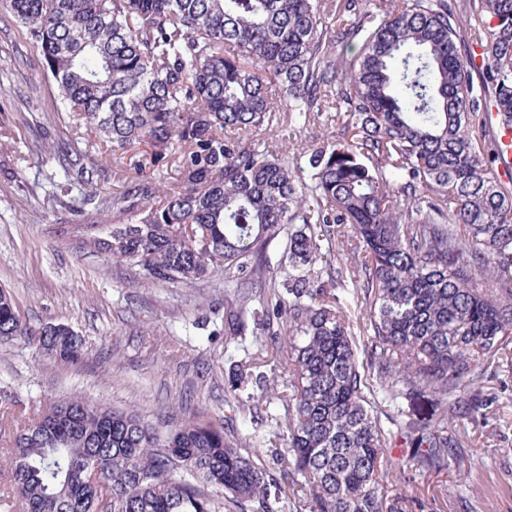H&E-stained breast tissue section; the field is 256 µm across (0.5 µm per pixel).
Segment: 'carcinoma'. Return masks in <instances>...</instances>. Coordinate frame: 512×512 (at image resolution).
Masks as SVG:
<instances>
[{
  "label": "carcinoma",
  "instance_id": "obj_1",
  "mask_svg": "<svg viewBox=\"0 0 512 512\" xmlns=\"http://www.w3.org/2000/svg\"><path fill=\"white\" fill-rule=\"evenodd\" d=\"M44 58L60 103L121 159L156 148L165 183L140 168L108 191L80 161L65 206L94 215L59 235L144 279H224L237 295L224 330L269 337L288 372L275 438L279 473L224 426L192 417L161 430L71 397L15 426L6 449L23 512H384L383 483L448 463V420L486 415L471 386L512 369V191L495 143L469 129L496 113L512 130V0L460 14L450 0H0ZM481 47L474 94L459 33ZM277 85L285 99L271 92ZM336 136L272 151L256 136L319 118ZM307 170L309 181L297 172ZM283 244L277 259L269 248ZM490 268L485 288L478 272ZM351 283L357 316L339 288ZM367 341L358 362L354 336ZM0 338L74 363L84 339L36 335L0 288ZM267 360L236 365L237 386L268 393ZM417 390L441 412L386 429L375 388ZM410 449L395 467L385 449Z\"/></svg>",
  "mask_w": 512,
  "mask_h": 512
}]
</instances>
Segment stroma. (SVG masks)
Returning <instances> with one entry per match:
<instances>
[{"label": "stroma", "mask_w": 512, "mask_h": 512, "mask_svg": "<svg viewBox=\"0 0 512 512\" xmlns=\"http://www.w3.org/2000/svg\"><path fill=\"white\" fill-rule=\"evenodd\" d=\"M63 112L42 55L22 30L0 21V288L33 326L64 323L85 339L79 363L0 341V406L26 414L78 395L96 405L179 424L235 414L243 445L267 466L278 404L233 397L225 351L255 357L263 341L224 333V283H151L124 264H106L57 233L82 218L49 197L60 164L47 146H70ZM495 405L477 421L456 420L459 442L442 468L406 470L385 483L389 512H512V377L482 380Z\"/></svg>", "instance_id": "obj_1"}]
</instances>
